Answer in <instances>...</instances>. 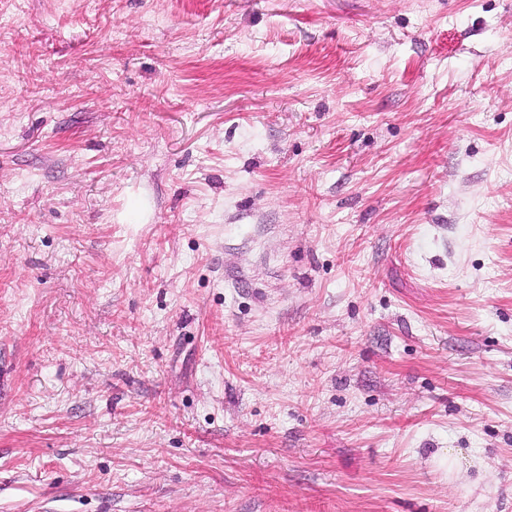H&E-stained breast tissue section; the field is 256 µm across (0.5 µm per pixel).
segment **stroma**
Wrapping results in <instances>:
<instances>
[{"label": "stroma", "instance_id": "stroma-1", "mask_svg": "<svg viewBox=\"0 0 512 512\" xmlns=\"http://www.w3.org/2000/svg\"><path fill=\"white\" fill-rule=\"evenodd\" d=\"M0 512H512V0H0Z\"/></svg>", "mask_w": 512, "mask_h": 512}]
</instances>
